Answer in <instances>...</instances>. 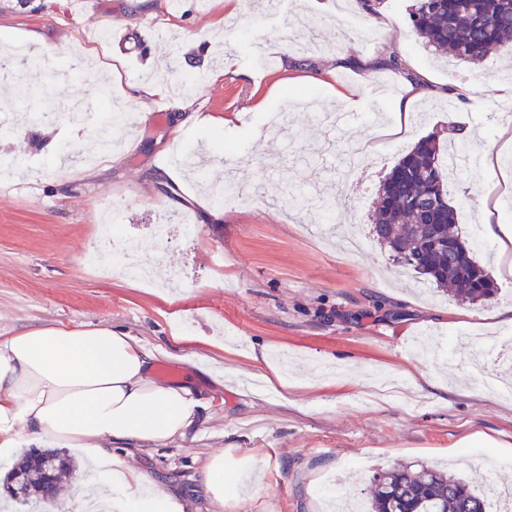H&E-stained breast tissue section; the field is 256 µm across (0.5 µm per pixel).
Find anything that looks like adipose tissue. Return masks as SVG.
Listing matches in <instances>:
<instances>
[{"instance_id": "1", "label": "adipose tissue", "mask_w": 512, "mask_h": 512, "mask_svg": "<svg viewBox=\"0 0 512 512\" xmlns=\"http://www.w3.org/2000/svg\"><path fill=\"white\" fill-rule=\"evenodd\" d=\"M153 357L107 326L41 327L0 336V463L19 448H74L106 484L74 486L75 512H188L122 458L123 444L157 447L185 437L205 401L159 381Z\"/></svg>"}]
</instances>
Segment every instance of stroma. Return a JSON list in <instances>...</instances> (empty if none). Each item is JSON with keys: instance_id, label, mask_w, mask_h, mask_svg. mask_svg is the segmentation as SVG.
<instances>
[{"instance_id": "stroma-1", "label": "stroma", "mask_w": 512, "mask_h": 512, "mask_svg": "<svg viewBox=\"0 0 512 512\" xmlns=\"http://www.w3.org/2000/svg\"><path fill=\"white\" fill-rule=\"evenodd\" d=\"M250 30L240 18L229 64L208 90L193 97L202 123L185 125L179 110L140 117L133 85L151 77L158 61L176 62L178 74L210 67L220 41L210 24L218 0H33L22 9L0 0V51H57L68 79L45 85L12 83L0 103L11 129L0 135V158L18 157L37 178L0 177V336L44 326H112L140 340L155 364L178 367L183 382L207 397L186 438L166 446L130 448L128 464L162 487L188 498L192 512H213L200 478L209 455L223 453L232 468L224 512H326L325 481L341 476L347 493L366 497L379 468L438 465L471 478L481 456L499 461L496 480L512 488V400L489 392L471 373L467 355L449 354V339L466 333L512 339V322L490 318L512 308V277L499 280L494 299L457 301L402 268L372 240L374 203L382 179L420 139L447 138L448 125L470 128L482 145L503 149L507 123L496 113L506 94L504 71L512 47L480 64L460 63L428 49L410 26L413 0H381L367 32L347 31L327 0L300 7L284 0L280 13L261 0H243ZM43 34L30 45L27 35ZM107 32L103 51L117 54V75L106 80L88 63L84 38ZM265 39L276 61L256 71L253 45ZM397 57L401 69L388 67ZM428 77L414 97L425 121L395 130L394 101L410 78ZM129 117L132 142L94 168L105 105L100 85ZM50 109L80 100L79 120L46 125L32 117L39 86ZM183 149L200 140L225 145L238 157L230 170L208 165L209 181L253 184L257 195L233 205L212 203L197 183L169 163L174 139ZM83 162L64 163L65 150ZM498 171L480 166L460 172L453 205L472 197L455 227L470 237L483 226L487 205L507 221L508 201ZM178 212L193 237L171 228L164 252L168 268L182 271L177 290L108 276L84 265L100 224L119 213L129 239L150 241L153 225ZM369 237L350 256L339 234ZM193 321L194 341L174 336ZM430 338L449 364L412 362L401 343ZM261 350L265 361L250 360ZM229 363L257 375L254 388L218 385L203 365ZM415 376L407 386L417 410L395 397H373L371 383ZM281 368L288 383L268 388L259 378ZM491 443H481L476 432Z\"/></svg>"}]
</instances>
